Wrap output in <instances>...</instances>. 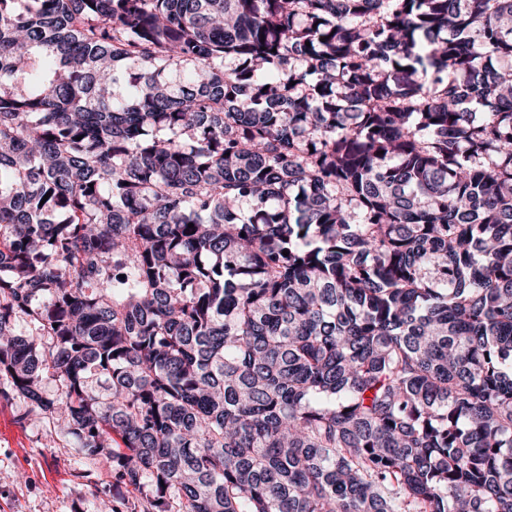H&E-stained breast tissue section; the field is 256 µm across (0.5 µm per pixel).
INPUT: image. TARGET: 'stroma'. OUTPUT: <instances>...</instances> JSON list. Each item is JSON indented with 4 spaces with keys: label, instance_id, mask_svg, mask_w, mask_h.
I'll return each mask as SVG.
<instances>
[{
    "label": "stroma",
    "instance_id": "1",
    "mask_svg": "<svg viewBox=\"0 0 512 512\" xmlns=\"http://www.w3.org/2000/svg\"><path fill=\"white\" fill-rule=\"evenodd\" d=\"M0 396V512H96L112 501V476L84 460L55 421L26 420Z\"/></svg>",
    "mask_w": 512,
    "mask_h": 512
}]
</instances>
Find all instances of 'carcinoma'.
<instances>
[{"label":"carcinoma","mask_w":512,"mask_h":512,"mask_svg":"<svg viewBox=\"0 0 512 512\" xmlns=\"http://www.w3.org/2000/svg\"><path fill=\"white\" fill-rule=\"evenodd\" d=\"M506 19L0 0V394L141 512H512Z\"/></svg>","instance_id":"obj_1"}]
</instances>
